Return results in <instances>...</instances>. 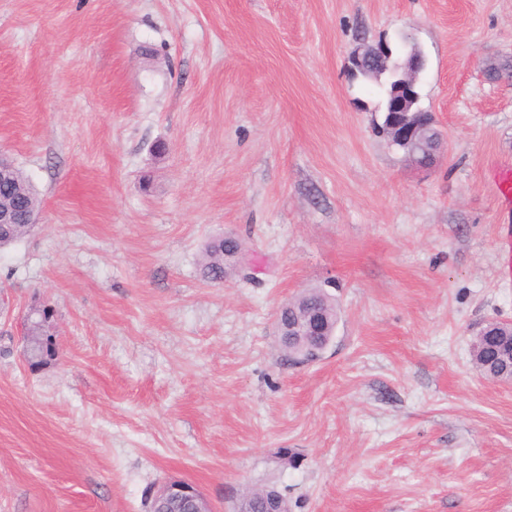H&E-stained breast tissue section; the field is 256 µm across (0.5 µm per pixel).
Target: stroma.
Returning <instances> with one entry per match:
<instances>
[{
	"label": "stroma",
	"instance_id": "obj_1",
	"mask_svg": "<svg viewBox=\"0 0 512 512\" xmlns=\"http://www.w3.org/2000/svg\"><path fill=\"white\" fill-rule=\"evenodd\" d=\"M422 49L447 149L373 130L363 44ZM0 153L41 200L0 250V512H512V384L470 360L512 320V0H0ZM230 234L257 266L200 277ZM325 287L321 360L283 304ZM58 355L23 356L32 305ZM200 272L206 282L224 279V241L215 238L206 244L201 257ZM309 315H304L300 318L294 319L288 322L287 319L278 312L275 319V329L278 336L288 338L289 336H309L306 334V326ZM311 344H318L321 341L322 336H309ZM158 501L179 500L192 502L195 512H211L209 501L197 485L187 480H170L158 487L154 494Z\"/></svg>",
	"mask_w": 512,
	"mask_h": 512
}]
</instances>
